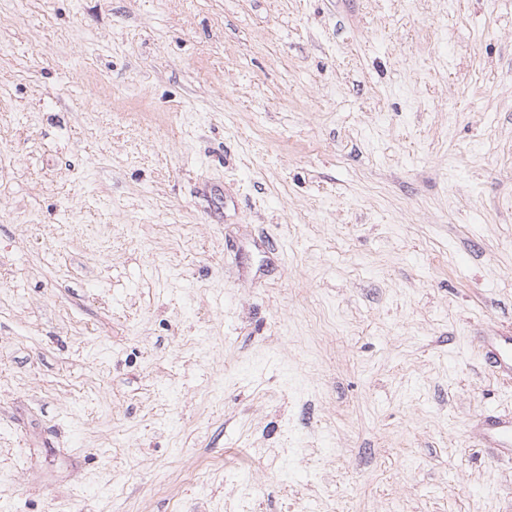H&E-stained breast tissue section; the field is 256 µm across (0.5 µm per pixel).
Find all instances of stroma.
Listing matches in <instances>:
<instances>
[{
  "instance_id": "stroma-1",
  "label": "stroma",
  "mask_w": 512,
  "mask_h": 512,
  "mask_svg": "<svg viewBox=\"0 0 512 512\" xmlns=\"http://www.w3.org/2000/svg\"><path fill=\"white\" fill-rule=\"evenodd\" d=\"M512 0H0V512H512ZM485 362L490 368L512 366V337L497 336L485 354ZM483 439L496 448L500 455L512 459V416L502 418L490 416L486 422Z\"/></svg>"
}]
</instances>
